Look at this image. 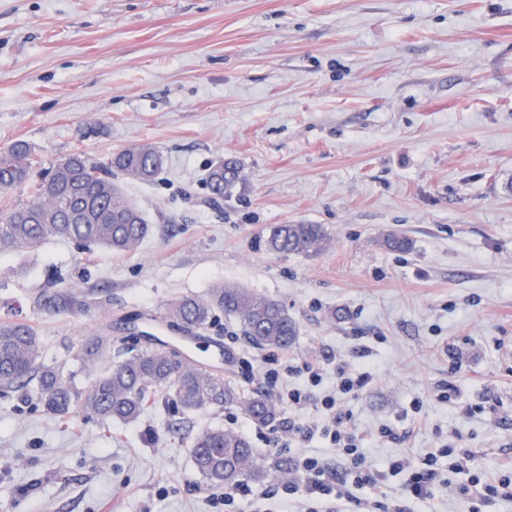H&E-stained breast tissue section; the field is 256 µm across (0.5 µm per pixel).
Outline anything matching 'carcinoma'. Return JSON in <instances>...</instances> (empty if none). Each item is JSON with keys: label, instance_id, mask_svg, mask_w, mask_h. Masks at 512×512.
<instances>
[{"label": "carcinoma", "instance_id": "1", "mask_svg": "<svg viewBox=\"0 0 512 512\" xmlns=\"http://www.w3.org/2000/svg\"><path fill=\"white\" fill-rule=\"evenodd\" d=\"M34 174L27 146L15 143L0 152V188L9 190L30 183L32 199L0 203V249L18 253L37 250L50 239H65L82 246L97 244L115 253L136 250L149 234L140 210L121 192L120 180L149 182L162 167V156L153 146L137 145L115 154L106 165L90 162L77 152ZM240 180L239 167L227 161L210 168L207 186L213 195L232 193ZM327 234L320 224H279L270 230L265 245L278 255L318 254ZM378 245L390 252L410 250V242L387 235ZM34 303L49 313L81 315L103 307L91 292L74 288L55 276L36 293ZM234 318L245 337L264 349H286L297 336L296 322L277 302L245 288L217 284L204 296H185L169 303L164 319L182 332L198 334L213 325L218 314ZM118 347V361L87 388L77 389L59 370L39 362L40 340L30 324L0 320V393L17 392L34 385L44 411L64 421L96 418L132 422L160 391L169 394L183 411L236 407L254 424L268 427L278 419L279 404L261 391L241 392L224 376L213 373L167 345L140 349L126 340L99 334L83 342L77 357L94 365ZM195 470L207 486H232L261 480L273 468L288 474L283 461L268 463L256 454L250 441L228 428H204L193 439Z\"/></svg>", "mask_w": 512, "mask_h": 512}]
</instances>
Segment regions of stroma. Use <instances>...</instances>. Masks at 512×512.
I'll return each mask as SVG.
<instances>
[{
  "instance_id": "obj_1",
  "label": "stroma",
  "mask_w": 512,
  "mask_h": 512,
  "mask_svg": "<svg viewBox=\"0 0 512 512\" xmlns=\"http://www.w3.org/2000/svg\"><path fill=\"white\" fill-rule=\"evenodd\" d=\"M17 141L37 171L76 151L102 165L141 143L165 158L153 182L124 184L151 226L135 252L67 240L0 252V319L36 326L43 363L78 386L96 373L74 349L108 325L264 389L239 374L240 358L265 352L234 319L189 336L162 318L171 300L224 283L280 302L298 327L291 353L327 369L282 418L318 419L337 366L368 362L375 379L347 407L377 467L456 436L471 472L512 456V0H0V149ZM229 158L241 182L211 200L208 170ZM276 224L323 225L327 246L273 254ZM388 232L411 250L380 248ZM54 268L104 309L34 307ZM449 379L463 401L501 407L460 413L437 397ZM416 398L422 425L379 441V427L407 426ZM206 427L265 457L338 462L315 440L272 447L275 428L234 408L179 412L159 395L133 423L67 424L28 390L0 395V512H215L221 490L192 460ZM251 488L237 512L299 508L281 479Z\"/></svg>"
}]
</instances>
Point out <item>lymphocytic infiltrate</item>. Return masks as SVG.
Segmentation results:
<instances>
[{"label": "lymphocytic infiltrate", "mask_w": 512, "mask_h": 512, "mask_svg": "<svg viewBox=\"0 0 512 512\" xmlns=\"http://www.w3.org/2000/svg\"><path fill=\"white\" fill-rule=\"evenodd\" d=\"M272 363V368L265 374L268 386H276L280 377L285 375L302 372L308 376V387L287 391L285 398L291 407L306 405L311 399V387L319 385L326 373L320 362L299 363L285 353L273 358ZM372 381L370 371L352 372L346 367H337L335 394L324 396L319 401L322 410L320 421L304 428L285 422L274 437L273 445L277 448L287 447L289 441L296 438H319L325 447L335 449L345 462L344 472L334 475L320 457L309 455L289 459L292 478L284 484L283 491L287 496L301 498L302 512H411L412 505L430 499L438 481L440 458H451L452 470L466 469L470 453L454 439L423 452L416 466L409 465L402 458L392 460L384 471L372 465L363 451L362 436L351 425L352 415L343 406L345 399L358 396ZM391 473L404 476L403 493L395 500L377 492ZM511 487L512 457L503 459L493 475L471 477L459 484L456 492L471 503L472 512H481L482 507ZM363 488L371 489V496H360L359 491Z\"/></svg>", "instance_id": "obj_1"}]
</instances>
